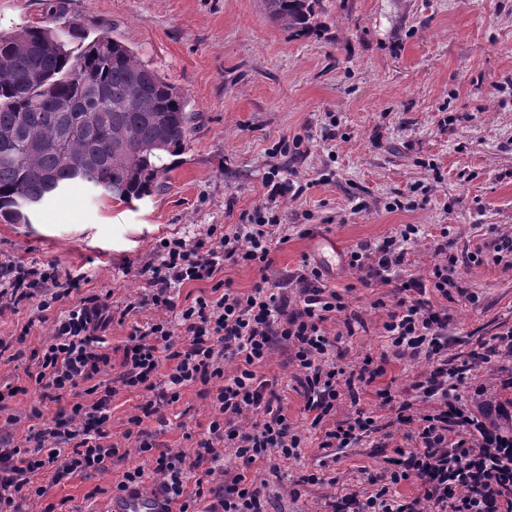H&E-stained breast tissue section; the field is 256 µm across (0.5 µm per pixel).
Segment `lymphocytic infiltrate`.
Segmentation results:
<instances>
[{"mask_svg":"<svg viewBox=\"0 0 512 512\" xmlns=\"http://www.w3.org/2000/svg\"><path fill=\"white\" fill-rule=\"evenodd\" d=\"M266 186L265 202L244 223L158 245L155 260L137 270L143 291L120 310L96 294L74 298L79 278L54 264L0 261V317L26 304L36 307L20 336H0V358L30 356L33 366L25 376L39 400L23 440L0 434V512H29L30 503L45 500L51 487L110 469L122 450L111 440L112 398L121 388L142 394L125 434L139 453L150 455L152 468L126 471L113 494L151 489L166 512H192L203 496L209 499L205 512H267L266 486L249 479L250 470L264 462L277 471V459L298 457L302 444L283 412L277 379L258 372L279 344L288 349L285 367L311 428L322 433L321 447L348 448L362 435L376 434L381 447L393 450L386 468L367 472L368 490L327 496L326 512H512V432L502 425L512 411L501 401L472 409L453 398L503 354L512 355V327L449 364L451 317L431 297L456 295L475 305L479 296L455 279L457 259L448 253L447 235L433 240V262L420 275L409 259L419 232L414 224L380 243L358 245L349 255L348 266L362 286L390 288L372 306L386 311L383 328L395 358L427 363L411 385L415 400L398 401L389 389L377 390L383 405L393 408L386 424L358 406L360 389L383 376L384 367L369 356L351 368L332 357L340 338L328 332L327 322L342 312L357 323L362 317L327 285L326 267L306 258L295 272L270 281L278 201L294 188L292 180L273 176ZM242 262L261 272L251 291L217 281L226 265ZM206 280L213 283L210 293L178 303L176 288ZM70 297L75 303L67 314L49 322L47 310ZM115 323L131 326L117 364L105 338ZM39 327L48 330L43 344L24 353L27 336ZM190 385L209 402L203 434L193 453L159 450L165 412ZM347 402L354 413L336 419ZM49 407L54 413L48 417ZM393 424L398 432H390ZM229 450L236 464L224 466L223 483L206 493L189 490L190 472L222 463ZM405 482L414 485L413 495L398 492Z\"/></svg>","mask_w":512,"mask_h":512,"instance_id":"1","label":"lymphocytic infiltrate"}]
</instances>
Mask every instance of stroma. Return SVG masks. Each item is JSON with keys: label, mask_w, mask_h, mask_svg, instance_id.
<instances>
[{"label": "stroma", "mask_w": 512, "mask_h": 512, "mask_svg": "<svg viewBox=\"0 0 512 512\" xmlns=\"http://www.w3.org/2000/svg\"><path fill=\"white\" fill-rule=\"evenodd\" d=\"M73 24L90 38L110 32L183 92L196 114L189 145L164 189L132 204L75 186L33 225L0 218V259L54 262L81 276V295L108 293L118 306L144 288L134 271L155 258L159 240L240 223L276 168L303 192L278 209L288 241L272 250L268 276L296 270L305 255L328 266L329 285L363 318L351 336L344 314L326 324L342 335L344 362L389 357L362 407L374 409L378 387L405 393L424 364L392 358L386 314L370 307L384 289L359 285L347 266L358 244L417 225L411 259L422 269L447 226L457 274L480 297L474 308L434 296L451 316L449 356L512 327V268L495 262L490 233L512 228V0H320L312 31L300 35L271 23L262 0H0V31ZM296 138L299 151L277 152ZM397 200L402 209L389 211ZM120 240L135 246L113 251ZM284 357L275 350L261 372L277 378L303 448L279 473L257 467L252 475L267 482L271 512H322L325 495L358 488L360 467L380 469L391 451L375 434L352 448H320ZM511 370L512 357L501 358L476 385L459 388L463 403L511 400L512 388L501 386ZM172 411L184 423L161 440L190 450L183 430L206 424L208 405L189 387ZM145 463L130 450L105 474L53 487L47 500L64 512H107L113 483ZM316 467L335 486H308L292 499L291 480Z\"/></svg>", "instance_id": "obj_1"}]
</instances>
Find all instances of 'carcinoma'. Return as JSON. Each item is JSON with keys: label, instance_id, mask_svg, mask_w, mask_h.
Wrapping results in <instances>:
<instances>
[{"label": "carcinoma", "instance_id": "obj_1", "mask_svg": "<svg viewBox=\"0 0 512 512\" xmlns=\"http://www.w3.org/2000/svg\"><path fill=\"white\" fill-rule=\"evenodd\" d=\"M319 0H263L268 19L311 28ZM66 100L62 110L58 101ZM187 98L125 43L73 25L0 33V215L30 224L23 199L73 184L130 203L161 187L166 156L188 145Z\"/></svg>", "mask_w": 512, "mask_h": 512}]
</instances>
